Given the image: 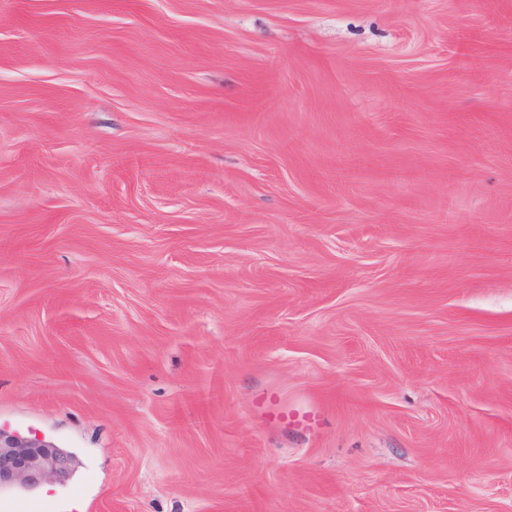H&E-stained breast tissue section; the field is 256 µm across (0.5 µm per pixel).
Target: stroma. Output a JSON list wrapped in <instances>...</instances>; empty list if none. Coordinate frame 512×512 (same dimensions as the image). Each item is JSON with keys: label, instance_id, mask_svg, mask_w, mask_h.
Instances as JSON below:
<instances>
[{"label": "stroma", "instance_id": "obj_1", "mask_svg": "<svg viewBox=\"0 0 512 512\" xmlns=\"http://www.w3.org/2000/svg\"><path fill=\"white\" fill-rule=\"evenodd\" d=\"M0 428V512H512V0H0ZM253 412L266 424L308 433L318 431L325 420V411L315 400L305 401L288 410V406L281 405L279 394L274 390H265L259 395ZM74 469L75 459L64 449L45 440L0 429V489L62 483L70 478Z\"/></svg>", "mask_w": 512, "mask_h": 512}]
</instances>
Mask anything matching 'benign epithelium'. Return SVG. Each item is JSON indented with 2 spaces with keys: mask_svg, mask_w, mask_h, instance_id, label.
I'll use <instances>...</instances> for the list:
<instances>
[{
  "mask_svg": "<svg viewBox=\"0 0 512 512\" xmlns=\"http://www.w3.org/2000/svg\"><path fill=\"white\" fill-rule=\"evenodd\" d=\"M74 469L75 459L64 449L0 429V489L62 483Z\"/></svg>",
  "mask_w": 512,
  "mask_h": 512,
  "instance_id": "obj_1",
  "label": "benign epithelium"
}]
</instances>
